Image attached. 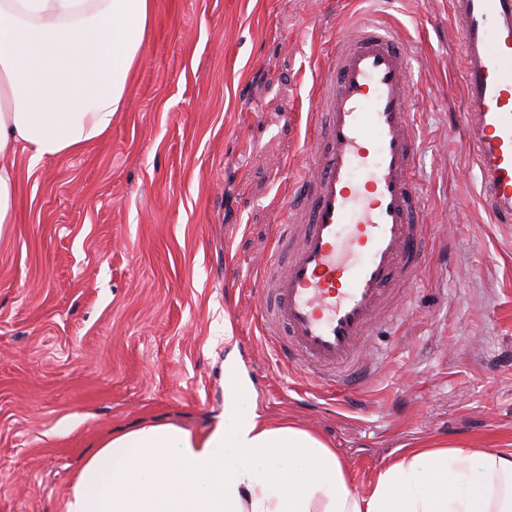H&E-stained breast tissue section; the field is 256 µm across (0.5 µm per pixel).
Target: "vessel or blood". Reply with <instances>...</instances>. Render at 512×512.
<instances>
[{
  "label": "vessel or blood",
  "mask_w": 512,
  "mask_h": 512,
  "mask_svg": "<svg viewBox=\"0 0 512 512\" xmlns=\"http://www.w3.org/2000/svg\"><path fill=\"white\" fill-rule=\"evenodd\" d=\"M461 45L462 124L492 223L512 224V0H451ZM410 52L389 22L331 35L310 114L317 146L259 269L265 340L310 382L346 391L377 360L373 327L397 319L432 251L420 216L421 151L409 109Z\"/></svg>",
  "instance_id": "b4317fda"
}]
</instances>
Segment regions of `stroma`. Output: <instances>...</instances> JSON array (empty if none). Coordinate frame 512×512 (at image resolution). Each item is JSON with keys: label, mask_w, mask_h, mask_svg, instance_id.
Wrapping results in <instances>:
<instances>
[{"label": "stroma", "mask_w": 512, "mask_h": 512, "mask_svg": "<svg viewBox=\"0 0 512 512\" xmlns=\"http://www.w3.org/2000/svg\"><path fill=\"white\" fill-rule=\"evenodd\" d=\"M449 0H155L129 106L82 151L17 173L0 226V512H65L105 438L207 434L224 360L239 412L329 442L357 493L417 443L512 448V224L491 223L459 126ZM387 20L413 53L411 109L433 251L375 327L383 364L339 403L260 335L256 271L307 158L331 31Z\"/></svg>", "instance_id": "1"}]
</instances>
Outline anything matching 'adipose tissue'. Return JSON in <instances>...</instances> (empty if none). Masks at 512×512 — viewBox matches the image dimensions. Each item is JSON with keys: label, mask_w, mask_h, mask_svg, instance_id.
I'll list each match as a JSON object with an SVG mask.
<instances>
[{"label": "adipose tissue", "mask_w": 512, "mask_h": 512, "mask_svg": "<svg viewBox=\"0 0 512 512\" xmlns=\"http://www.w3.org/2000/svg\"><path fill=\"white\" fill-rule=\"evenodd\" d=\"M152 22L153 0H0V156L54 158L104 135ZM224 374L231 424L201 437L146 424L105 438L66 512H512V452L419 445L361 495L320 437L237 413L249 384L234 358Z\"/></svg>", "instance_id": "obj_1"}]
</instances>
